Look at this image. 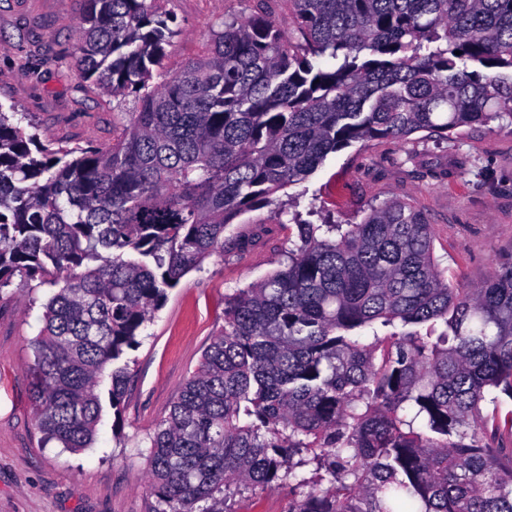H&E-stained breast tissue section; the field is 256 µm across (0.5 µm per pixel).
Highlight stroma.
<instances>
[{
  "mask_svg": "<svg viewBox=\"0 0 512 512\" xmlns=\"http://www.w3.org/2000/svg\"><path fill=\"white\" fill-rule=\"evenodd\" d=\"M179 28L165 67L202 55L209 26L244 18L254 0H158ZM81 0H0V110L18 113L43 143L111 146L118 130L110 96L80 78L72 62ZM291 209L316 208L356 224L392 199L420 209L433 253L464 285L512 262V125L493 121L448 136L418 132L330 154L303 183L279 194ZM297 228L270 208L243 213L224 233V253L169 290L132 351L121 416L104 406L91 448L72 453L45 442L32 408L30 346L44 325L50 286L14 278L0 289V512H151L148 438L213 336L224 298L277 268Z\"/></svg>",
  "mask_w": 512,
  "mask_h": 512,
  "instance_id": "1",
  "label": "stroma"
}]
</instances>
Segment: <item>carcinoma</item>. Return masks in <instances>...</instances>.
Instances as JSON below:
<instances>
[{
    "instance_id": "obj_1",
    "label": "carcinoma",
    "mask_w": 512,
    "mask_h": 512,
    "mask_svg": "<svg viewBox=\"0 0 512 512\" xmlns=\"http://www.w3.org/2000/svg\"><path fill=\"white\" fill-rule=\"evenodd\" d=\"M83 2L73 65L120 111L112 146L52 148L0 110V288L58 287L32 401L72 452L106 377L121 414L124 355L235 218L355 143L512 122V0H280L293 34L261 5L173 74L156 0ZM294 224L148 437L152 512H237L279 486L285 512H512V411L484 412L512 400V265L449 279L399 199Z\"/></svg>"
}]
</instances>
